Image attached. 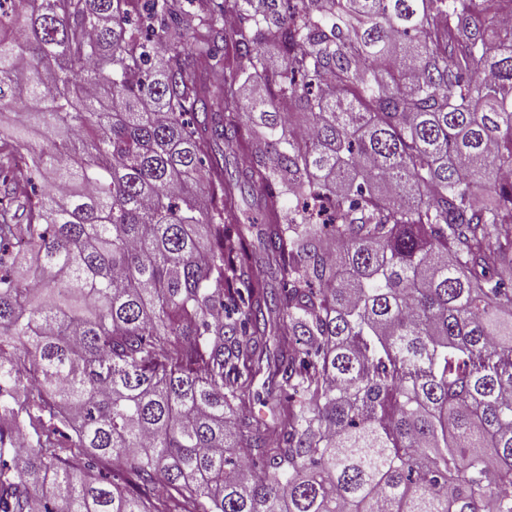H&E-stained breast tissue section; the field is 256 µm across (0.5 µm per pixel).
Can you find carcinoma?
I'll return each mask as SVG.
<instances>
[{"label": "carcinoma", "instance_id": "cac0c4a2", "mask_svg": "<svg viewBox=\"0 0 512 512\" xmlns=\"http://www.w3.org/2000/svg\"><path fill=\"white\" fill-rule=\"evenodd\" d=\"M188 2L0 0V512H512V0ZM267 361L263 359L255 363L249 371H243L238 377L239 383L248 386L250 392L260 397L265 396L268 381Z\"/></svg>", "mask_w": 512, "mask_h": 512}]
</instances>
